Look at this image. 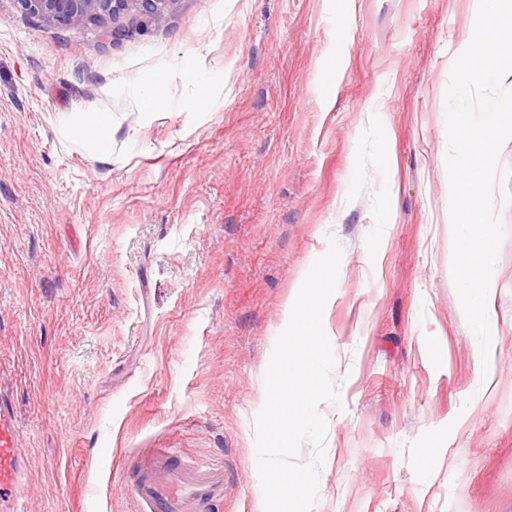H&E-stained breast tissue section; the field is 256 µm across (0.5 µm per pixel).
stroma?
<instances>
[{"instance_id": "obj_1", "label": "stroma", "mask_w": 512, "mask_h": 512, "mask_svg": "<svg viewBox=\"0 0 512 512\" xmlns=\"http://www.w3.org/2000/svg\"><path fill=\"white\" fill-rule=\"evenodd\" d=\"M477 9L177 0L112 43L0 0V381L24 512H134L166 448L223 462L217 512H264L265 373L333 239L342 402L318 405L312 512H512V138L489 379L451 275L445 95ZM158 74L167 104L143 109ZM92 112L109 153L76 134Z\"/></svg>"}]
</instances>
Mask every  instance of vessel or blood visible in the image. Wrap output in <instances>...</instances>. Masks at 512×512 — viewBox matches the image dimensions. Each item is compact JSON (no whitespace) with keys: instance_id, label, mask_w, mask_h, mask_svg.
<instances>
[{"instance_id":"obj_1","label":"vessel or blood","mask_w":512,"mask_h":512,"mask_svg":"<svg viewBox=\"0 0 512 512\" xmlns=\"http://www.w3.org/2000/svg\"><path fill=\"white\" fill-rule=\"evenodd\" d=\"M26 472L11 396L0 387V512H21ZM134 492L139 512H208L224 497V469L211 459L183 461L168 448L141 469Z\"/></svg>"}]
</instances>
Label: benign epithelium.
Segmentation results:
<instances>
[{"label": "benign epithelium", "instance_id": "1", "mask_svg": "<svg viewBox=\"0 0 512 512\" xmlns=\"http://www.w3.org/2000/svg\"><path fill=\"white\" fill-rule=\"evenodd\" d=\"M19 9L33 17L67 27L103 24L135 11L138 17L159 22L176 0H16Z\"/></svg>", "mask_w": 512, "mask_h": 512}]
</instances>
